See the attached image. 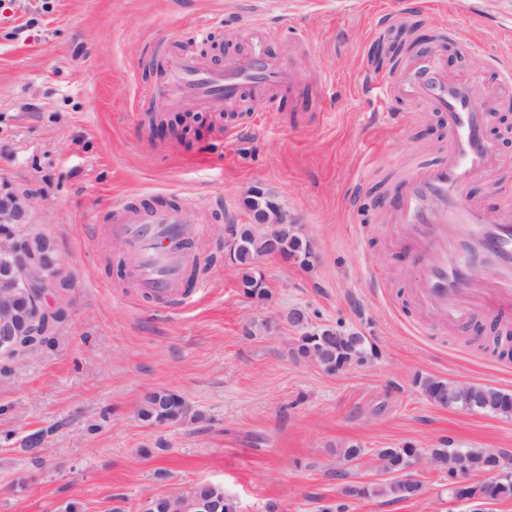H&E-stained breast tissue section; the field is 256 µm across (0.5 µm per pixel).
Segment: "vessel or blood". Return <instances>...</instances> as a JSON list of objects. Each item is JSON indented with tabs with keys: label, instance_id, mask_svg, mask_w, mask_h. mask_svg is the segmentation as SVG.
<instances>
[{
	"label": "vessel or blood",
	"instance_id": "b4317fda",
	"mask_svg": "<svg viewBox=\"0 0 512 512\" xmlns=\"http://www.w3.org/2000/svg\"><path fill=\"white\" fill-rule=\"evenodd\" d=\"M166 74L159 92L164 102L226 107L245 90L270 99L295 80L292 71L269 57L262 34L245 53L227 57L222 68L178 54L168 60ZM383 91L388 98L406 97L442 113L448 128L442 161L408 171L391 210L412 242L413 256L429 255L434 261L418 285L419 299L448 323L469 321L477 307L463 304L462 297L477 285L476 268L491 264L499 272L491 291L494 306L511 308L512 220L486 223L481 206L465 196L472 179L500 161L497 142L486 134L491 115L473 107L484 95L482 86L449 77L434 50L392 73ZM196 222L193 213L178 207L128 206L118 213L113 231L138 253L130 277L146 294L177 298Z\"/></svg>",
	"mask_w": 512,
	"mask_h": 512
}]
</instances>
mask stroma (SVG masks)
<instances>
[{"instance_id":"obj_1","label":"stroma","mask_w":512,"mask_h":512,"mask_svg":"<svg viewBox=\"0 0 512 512\" xmlns=\"http://www.w3.org/2000/svg\"><path fill=\"white\" fill-rule=\"evenodd\" d=\"M397 0H0V183L31 193V229L51 238L70 288L51 289L67 315L47 344L0 358V512H140L146 498L198 482L222 485L236 512H318L343 500L341 446L367 454L353 471L374 480L376 448H486L512 467V419L428 401L417 378L512 391V359L498 356L490 313L449 325L415 297L429 258L407 252L384 199L408 169L443 155L439 113L369 93L370 46ZM410 18L445 53L451 75L498 88L490 64L512 54V0H488L467 18L457 0H412ZM275 34L269 56L296 74L267 108L245 93L234 111L193 105L198 136L152 134L145 112L175 114L154 90L148 63L205 54L209 66L243 51L254 21ZM310 38L298 44L294 30ZM239 132L226 135V124ZM502 166L476 177L469 198L512 212V112L495 119ZM262 189L307 239L309 267L258 261L269 298H247L226 266L225 228L247 224L243 200ZM163 200L193 209L194 255H216L191 304L147 296L129 276L130 252L111 232L122 204ZM315 324L369 336L370 365L339 376L297 360L298 328ZM170 389L198 423L146 427L134 415L149 392ZM423 500L348 501L350 512H464L440 474L421 471Z\"/></svg>"}]
</instances>
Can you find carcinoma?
Wrapping results in <instances>:
<instances>
[{"mask_svg":"<svg viewBox=\"0 0 512 512\" xmlns=\"http://www.w3.org/2000/svg\"><path fill=\"white\" fill-rule=\"evenodd\" d=\"M264 255L261 242L256 238L246 240V247L233 255V261L240 271L239 287L243 293L257 301L268 298L263 273L255 266L258 257ZM281 256L293 259L301 266L309 263V245L296 232L295 225L283 227ZM293 354L302 360L316 359L321 370L330 375L342 374L354 367H362L377 356L376 345L364 334L350 331L339 325H320L309 334L293 338ZM421 391H428L434 397L448 394V381L435 377H421L417 380ZM456 408L477 410L493 416L512 418V392L494 386L469 383L456 388ZM137 417L148 426L165 427L198 421L201 415L191 412L186 400L178 393L163 389L149 393L140 403ZM416 448L404 444L395 448H378L375 457L384 462L392 473L388 479L365 484H350L342 489L348 498L388 496L397 500L419 499L425 493L422 480L410 481L405 471L412 462ZM433 470L448 478V494H454L453 475L461 460H466L471 474H480L493 468L507 469L500 456L491 455L486 448H458L445 439L440 447L431 449ZM364 454V449L351 445L339 454L341 469L337 476L346 477L352 467L348 463ZM473 491L487 493L501 499L512 498V478L500 480L488 486L483 482L473 484ZM149 512H235V505L224 493V487L211 482H198L189 488L173 494L151 498Z\"/></svg>","mask_w":512,"mask_h":512,"instance_id":"cac0c4a2","label":"carcinoma"}]
</instances>
